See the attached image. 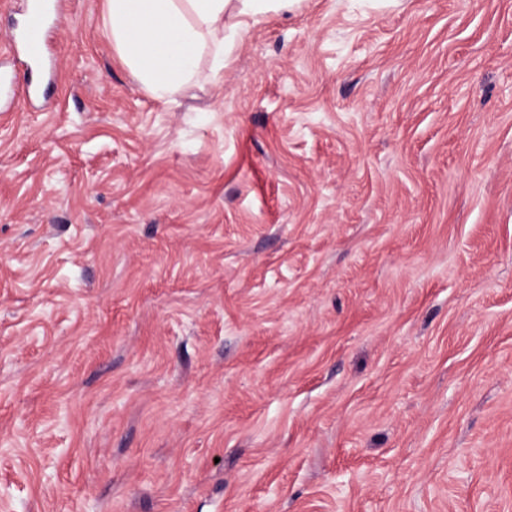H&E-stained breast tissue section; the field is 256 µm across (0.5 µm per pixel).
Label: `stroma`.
<instances>
[{"instance_id": "35a3bbf8", "label": "stroma", "mask_w": 512, "mask_h": 512, "mask_svg": "<svg viewBox=\"0 0 512 512\" xmlns=\"http://www.w3.org/2000/svg\"><path fill=\"white\" fill-rule=\"evenodd\" d=\"M0 16V512H512V0H301L151 98ZM25 23L13 42H21L27 64L38 63L46 55L47 10L41 3L27 7Z\"/></svg>"}]
</instances>
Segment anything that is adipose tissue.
<instances>
[{
    "mask_svg": "<svg viewBox=\"0 0 512 512\" xmlns=\"http://www.w3.org/2000/svg\"><path fill=\"white\" fill-rule=\"evenodd\" d=\"M297 0H106L105 25L122 63L158 100L173 96L208 66H227L249 22Z\"/></svg>",
    "mask_w": 512,
    "mask_h": 512,
    "instance_id": "1",
    "label": "adipose tissue"
}]
</instances>
